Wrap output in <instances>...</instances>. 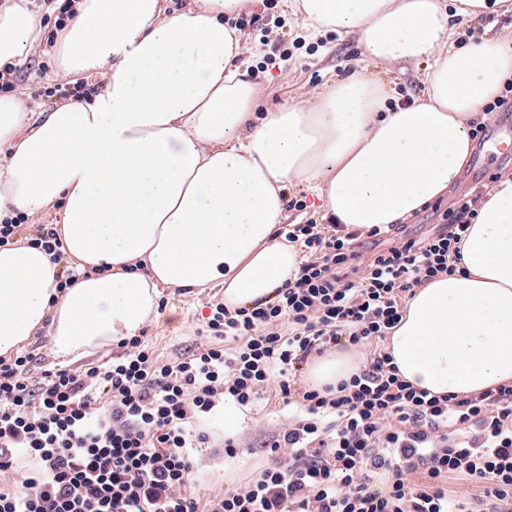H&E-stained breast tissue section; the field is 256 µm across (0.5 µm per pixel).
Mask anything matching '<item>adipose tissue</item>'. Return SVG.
Instances as JSON below:
<instances>
[{
	"instance_id": "1",
	"label": "adipose tissue",
	"mask_w": 512,
	"mask_h": 512,
	"mask_svg": "<svg viewBox=\"0 0 512 512\" xmlns=\"http://www.w3.org/2000/svg\"><path fill=\"white\" fill-rule=\"evenodd\" d=\"M167 2L76 0L54 52L62 76H105L91 100L37 116L0 95V220L58 209L63 256L24 238L0 247L2 356L42 329L65 361L139 335L167 288L218 282L228 307L270 301L301 262L276 236L287 184L308 185L325 219L402 223L455 182L478 106L512 73V38H455L452 16L489 0H280L312 32L358 33L365 62L425 63L426 93L388 111L386 86L360 72L259 122L247 40L228 20L261 0ZM43 39L25 0L0 6V68ZM462 254L389 339L402 378L435 395L512 384V176L481 200ZM68 269L75 282L59 288ZM354 369L329 352L307 380Z\"/></svg>"
}]
</instances>
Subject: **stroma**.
<instances>
[{"mask_svg": "<svg viewBox=\"0 0 512 512\" xmlns=\"http://www.w3.org/2000/svg\"><path fill=\"white\" fill-rule=\"evenodd\" d=\"M237 28L248 34L255 56L253 80L258 90L257 118H265L283 104L300 100H315L330 89L336 80L345 78L361 66L362 48L357 35H338L329 30L310 36L300 19L283 14L279 0H263L262 5L233 19ZM459 38L475 36L485 40L512 36V7H494L479 18H458L454 21ZM14 74V91L35 101L39 112L50 111L59 105L51 88L58 84L57 66L52 53L35 47L19 63ZM421 63L373 64L369 70L391 92L394 102L417 100L425 93ZM473 163H466L448 193L437 205L427 206L405 223L407 233L422 237L442 224V212L459 197L469 192ZM224 288L213 285L192 293L169 288L159 299V316L143 330L146 344L163 361H173L186 353L199 340L206 327L211 306L223 301ZM288 417V410L277 401H266L244 409L240 434L246 450L236 458L224 456L221 443L224 429L213 419H206L211 445L203 449L198 463V489L206 495L222 491L225 484H245L267 461V443Z\"/></svg>", "mask_w": 512, "mask_h": 512, "instance_id": "stroma-1", "label": "stroma"}]
</instances>
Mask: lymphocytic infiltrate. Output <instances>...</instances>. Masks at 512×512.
Listing matches in <instances>:
<instances>
[{
	"mask_svg": "<svg viewBox=\"0 0 512 512\" xmlns=\"http://www.w3.org/2000/svg\"><path fill=\"white\" fill-rule=\"evenodd\" d=\"M481 189L448 208L443 228L284 225L302 262L274 301L207 322L233 350L204 342L159 363L141 337L111 361L44 371L32 354L0 357V512H512V384L460 397L401 379L386 345L418 288L452 275ZM333 347L363 362L337 386L302 385L304 365ZM270 398L296 412L272 461L244 485L196 495L195 420L230 400ZM460 482L448 491L449 476Z\"/></svg>",
	"mask_w": 512,
	"mask_h": 512,
	"instance_id": "obj_1",
	"label": "lymphocytic infiltrate"
}]
</instances>
